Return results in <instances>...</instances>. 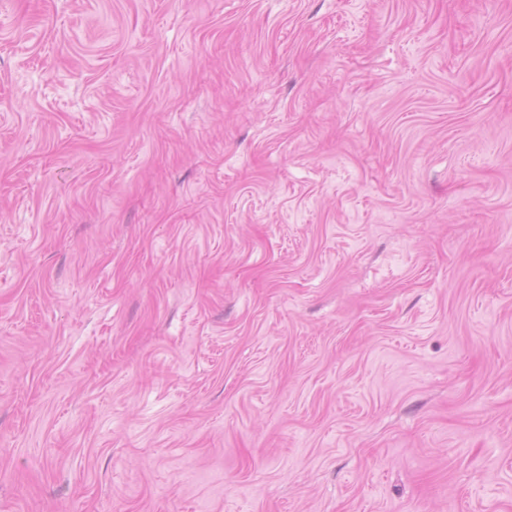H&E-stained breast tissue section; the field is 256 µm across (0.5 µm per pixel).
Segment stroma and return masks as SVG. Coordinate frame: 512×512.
I'll return each mask as SVG.
<instances>
[{
  "label": "stroma",
  "mask_w": 512,
  "mask_h": 512,
  "mask_svg": "<svg viewBox=\"0 0 512 512\" xmlns=\"http://www.w3.org/2000/svg\"><path fill=\"white\" fill-rule=\"evenodd\" d=\"M0 512H512V0H0Z\"/></svg>",
  "instance_id": "35a3bbf8"
}]
</instances>
